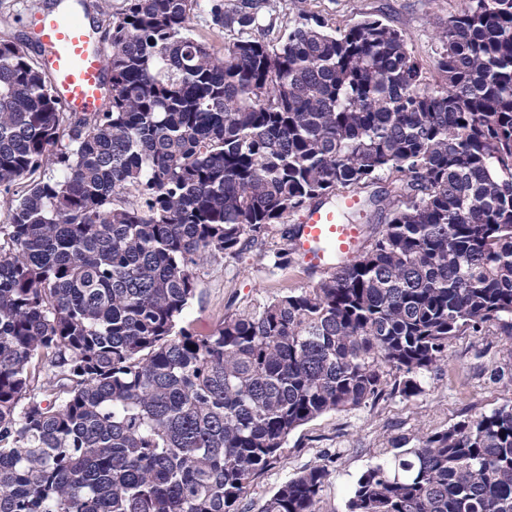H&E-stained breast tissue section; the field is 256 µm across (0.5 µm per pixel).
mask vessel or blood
I'll list each match as a JSON object with an SVG mask.
<instances>
[{
	"mask_svg": "<svg viewBox=\"0 0 512 512\" xmlns=\"http://www.w3.org/2000/svg\"><path fill=\"white\" fill-rule=\"evenodd\" d=\"M29 39L65 111H98L111 93L109 57L100 47L83 0H54L27 22ZM365 242L362 225L344 223L335 208L309 204L297 226L294 257L312 271H327L354 259Z\"/></svg>",
	"mask_w": 512,
	"mask_h": 512,
	"instance_id": "1",
	"label": "vessel or blood"
}]
</instances>
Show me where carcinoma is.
<instances>
[{
  "mask_svg": "<svg viewBox=\"0 0 512 512\" xmlns=\"http://www.w3.org/2000/svg\"><path fill=\"white\" fill-rule=\"evenodd\" d=\"M196 4L124 0L112 98L69 125L26 43L0 40V512H234L298 427L383 397L388 367L414 393L451 336L512 317V0L448 21L435 87L379 19L300 10L276 45L217 49ZM266 5L212 0L211 26ZM386 173L355 259L209 334L184 323L194 268ZM328 476L259 512H316ZM348 512H512V408L394 448Z\"/></svg>",
  "mask_w": 512,
  "mask_h": 512,
  "instance_id": "cac0c4a2",
  "label": "carcinoma"
}]
</instances>
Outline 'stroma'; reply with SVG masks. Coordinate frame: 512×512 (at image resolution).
<instances>
[{
  "label": "stroma",
  "instance_id": "1",
  "mask_svg": "<svg viewBox=\"0 0 512 512\" xmlns=\"http://www.w3.org/2000/svg\"><path fill=\"white\" fill-rule=\"evenodd\" d=\"M465 0H306L308 13L346 29L373 16L407 36L412 58L430 84L441 76L435 68L438 36ZM197 293L184 320L207 334L225 315L262 306L285 288H309L321 278L298 264L273 267L251 252L240 258L219 256L196 268ZM420 389L393 393L348 410L325 413L293 431L281 460L253 479L236 504V512H258L285 481L322 460L330 474L320 493L318 512H347L356 477L387 457L396 445L412 448L426 434L444 431L468 416L512 406V326L497 321L483 331H466L448 341V361L417 376Z\"/></svg>",
  "mask_w": 512,
  "mask_h": 512
}]
</instances>
